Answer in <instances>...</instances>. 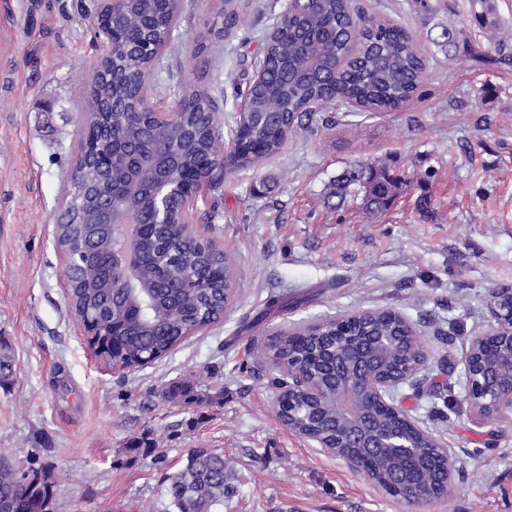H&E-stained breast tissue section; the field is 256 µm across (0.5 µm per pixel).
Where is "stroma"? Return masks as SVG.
<instances>
[{"label":"stroma","instance_id":"stroma-1","mask_svg":"<svg viewBox=\"0 0 512 512\" xmlns=\"http://www.w3.org/2000/svg\"><path fill=\"white\" fill-rule=\"evenodd\" d=\"M355 3L413 36L426 60L416 94L364 117L332 106L278 155L216 169L188 218L231 257L236 300L165 356L118 370L69 315L56 245L97 49L79 0H0V344L15 370L0 388V451L54 471L56 512H171L163 478L193 448L224 454L235 477L224 512H512V422L477 425L449 367L487 329L490 289L512 285V66L492 60L469 0H431L471 38L453 61L429 42L414 0ZM285 6L240 0L229 30L222 0H187L151 100L173 106L202 86L230 121ZM378 160L409 179L389 210L331 196L344 169ZM367 308L400 312L426 339L427 364L397 399L455 452L448 497L400 503L275 415V372L256 352L268 334ZM212 366L222 406L162 398L169 383ZM144 432L151 456L128 453Z\"/></svg>","mask_w":512,"mask_h":512}]
</instances>
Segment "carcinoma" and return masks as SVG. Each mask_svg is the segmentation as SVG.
I'll return each instance as SVG.
<instances>
[{"label":"carcinoma","instance_id":"cac0c4a2","mask_svg":"<svg viewBox=\"0 0 512 512\" xmlns=\"http://www.w3.org/2000/svg\"><path fill=\"white\" fill-rule=\"evenodd\" d=\"M180 8L178 0H155L152 10L144 12L141 0H127L118 19L120 27L146 31L147 39L170 38L172 14ZM471 12L484 29L489 47L499 62L512 65V30L497 19L491 0H471ZM276 23L288 29V37L265 38L262 58L266 63L267 83L249 88L252 120L237 143L231 162L239 168L251 167L262 158L282 149L283 127L303 126L313 113L323 112L336 102L355 103L362 112H387L400 108L417 91L425 62L412 36L385 21L365 18L350 0H311L302 12H284ZM437 34L431 43L445 57L458 56L467 48L464 29L449 19L435 25ZM156 67L152 57L139 47L115 43L109 56L94 65L88 82L96 85L95 103L89 112H104L109 134L97 135L95 148L112 157V169L126 174L129 149L135 141L147 137L175 150L178 164L170 177L178 181L183 172L198 165L207 156L220 153L221 136L212 133L203 109L215 107L207 92L192 96L203 107L178 115L171 123L156 127L150 121L132 125L129 110L137 102L149 100L146 79ZM152 164L140 171L139 182H126L116 205L130 213H144L150 207L140 183L149 179ZM405 180L380 162L360 163L336 176L331 195L343 202L354 190L363 193L367 212H382L395 202ZM100 200L89 188L75 196L71 223L62 237L73 259V296L100 331L112 332V271L101 262L110 238L98 223ZM142 263L137 271L138 289L131 294L128 308L117 326L119 335L110 337L118 353L132 363L152 362L183 342L187 335L217 315L224 300L223 290L233 280L229 260H223L209 248L185 242L166 228L144 233L139 242ZM406 327L397 314L361 319L345 330L331 320H321L292 330L280 337L282 371L273 378L277 390L288 387L295 369L315 375L326 394L319 403L295 398L285 422L304 434L336 443L334 384L330 376L310 361V353L327 341L345 348L347 336H378L395 339L405 335ZM14 375L13 357L0 346V386ZM166 400L184 404H209L219 399L200 388L191 378L173 382L163 392ZM410 459L395 448H375L376 468L370 480L385 486L397 471H411L419 480L434 484L436 494H448L444 479L434 477L440 449L427 448L421 439ZM29 474H40L44 485L32 491L35 507L45 499L55 500L56 482L45 466L18 470L0 458V512H10L14 499L25 489ZM232 476L224 467V454L211 448H193L182 469L167 479L165 495L174 512H221L224 498L233 493Z\"/></svg>","mask_w":512,"mask_h":512}]
</instances>
